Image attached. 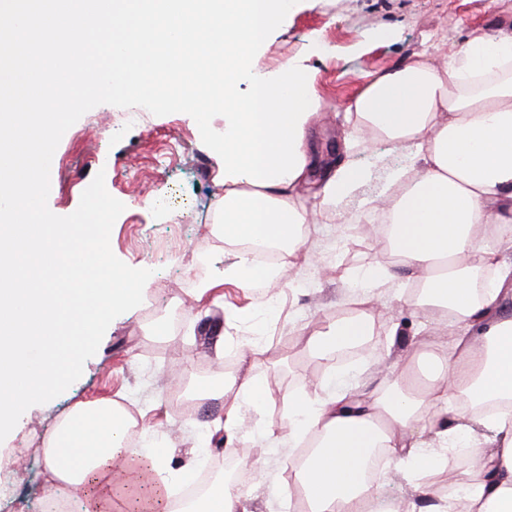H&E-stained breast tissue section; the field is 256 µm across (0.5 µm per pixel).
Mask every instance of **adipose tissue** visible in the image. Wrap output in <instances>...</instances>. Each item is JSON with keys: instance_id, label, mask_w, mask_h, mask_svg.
I'll list each match as a JSON object with an SVG mask.
<instances>
[{"instance_id": "1", "label": "adipose tissue", "mask_w": 512, "mask_h": 512, "mask_svg": "<svg viewBox=\"0 0 512 512\" xmlns=\"http://www.w3.org/2000/svg\"><path fill=\"white\" fill-rule=\"evenodd\" d=\"M291 0H161L174 46L223 36L232 62L223 76L197 63L177 98L202 105L207 143L224 163V193L215 202L225 241L237 244L224 282L240 288L272 285L297 258L310 226L298 188L322 163L310 138L323 102L310 54L329 58L324 44L302 46L294 59L269 70L255 47L279 27ZM146 0H25L15 14L19 35L51 23L56 47L42 50L11 83L17 107L0 118V201H31L15 223L0 225V431L19 410L49 398L80 367L96 340L99 317L124 304L122 276L90 280L63 276L97 262L90 212L58 224L35 202L44 191L52 131L89 95L121 96L146 85L164 59L147 50L152 28ZM100 39L80 52L79 34ZM226 95L248 83L251 98L210 123L219 106L208 95L216 81ZM345 148L358 138L409 145L420 172L365 200L390 223L394 270L359 274L366 287L405 273L422 291L410 303L424 323L413 364L373 390L359 383L337 389L333 379L288 401V431L267 434L287 447L309 512H512V236L490 246L491 226L512 227V33L472 32L442 61L421 53L368 80L346 109ZM369 171L347 162L328 168L318 185L320 209L336 207ZM373 317L362 308L314 330L307 349L321 361L367 341ZM228 431L245 430L247 412L269 399L263 379L247 374L227 387ZM129 422L111 400L76 405L49 432L43 450V499L68 494L75 512H175L183 482L167 470V454L134 447ZM388 449L409 477L442 478L426 507L382 501L365 474L374 449ZM194 512H255L249 491L215 482Z\"/></svg>"}]
</instances>
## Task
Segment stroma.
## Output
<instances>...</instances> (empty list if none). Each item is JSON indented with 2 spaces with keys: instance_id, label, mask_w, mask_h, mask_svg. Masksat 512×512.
<instances>
[{
  "instance_id": "35a3bbf8",
  "label": "stroma",
  "mask_w": 512,
  "mask_h": 512,
  "mask_svg": "<svg viewBox=\"0 0 512 512\" xmlns=\"http://www.w3.org/2000/svg\"><path fill=\"white\" fill-rule=\"evenodd\" d=\"M512 32V0H299L281 27L260 47L264 63L285 64L313 37L334 47L333 57L311 58L316 87L324 102L316 130L318 149L329 162L345 159L369 169V178L335 209L318 212L317 231L307 246L320 267L295 266L270 286L277 307L267 311L259 290L225 285L224 298L208 313L182 305L198 283L222 277L232 260L221 237L204 235L214 223L213 200L223 193L221 165L201 138L192 106L174 94L153 99L142 124L108 130L110 119L141 104L137 95L94 97L72 112L54 139L45 167L49 178L40 202L59 223H69L89 200L107 203L94 223L105 225L109 245L99 275L148 270L146 290L98 323L97 339L79 370L43 404L18 416L14 430L0 436V454L15 458L8 468L10 489L0 493V512H36L44 479L43 438L75 403L112 400L131 420L138 442L169 449L172 475L190 472L198 443L208 446L209 462L234 460L248 473L246 489L256 508L285 498L288 462L273 453L265 431L283 433L288 397L330 375L327 364L304 349L307 334L339 312L376 302L372 336L357 347L355 371L375 368L407 353V341L421 325L406 303L415 283L391 280L359 287L354 273L391 266L386 238L367 241L359 222H376L364 199L378 194L394 170L415 176L416 166L402 145L376 140L345 151V109L370 77L427 53L442 57L474 30ZM239 307L255 310L264 323L256 337L233 317ZM258 341L259 354L243 355ZM235 359L225 372L223 357ZM262 377L270 398L252 434L236 438L215 430L224 404L203 399L220 389L227 375Z\"/></svg>"
}]
</instances>
